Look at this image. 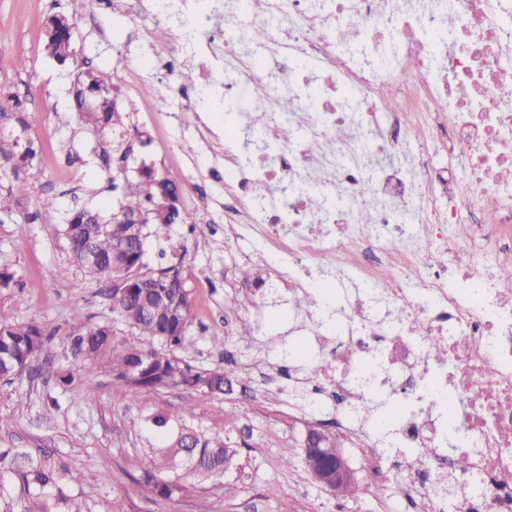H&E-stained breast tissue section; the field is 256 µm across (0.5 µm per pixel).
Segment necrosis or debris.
Instances as JSON below:
<instances>
[{"instance_id": "necrosis-or-debris-1", "label": "necrosis or debris", "mask_w": 512, "mask_h": 512, "mask_svg": "<svg viewBox=\"0 0 512 512\" xmlns=\"http://www.w3.org/2000/svg\"><path fill=\"white\" fill-rule=\"evenodd\" d=\"M265 14L255 28L245 0H225V27L209 37L225 91L259 109L264 145L242 156L226 129L224 164L208 175L224 183L225 225L259 226L271 263L288 267L271 277L293 297L338 263L352 269L346 309L314 335L319 359L302 384L311 414L333 406L337 434L369 449L377 480L388 455L369 402L386 392L401 412L398 445L427 457L398 470L406 512H512V294L499 289L512 280L500 261L512 252L501 180L512 167V0H265ZM355 41L369 53L355 57ZM282 95L298 107L289 125L264 109ZM411 140L404 165L366 184L361 156H397ZM433 142L469 169L466 185L432 165ZM270 182L287 191L269 208Z\"/></svg>"}]
</instances>
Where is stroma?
Wrapping results in <instances>:
<instances>
[{"instance_id":"obj_1","label":"stroma","mask_w":512,"mask_h":512,"mask_svg":"<svg viewBox=\"0 0 512 512\" xmlns=\"http://www.w3.org/2000/svg\"><path fill=\"white\" fill-rule=\"evenodd\" d=\"M59 13L75 22V56L66 64L44 50L42 21ZM151 13L131 11L126 0H112L107 13L94 10V0H0V88L31 100L27 128L14 120L0 122L4 133H24L39 148L41 180L29 193L0 211V268L16 272L21 287L0 289V312L19 323L37 322L53 337L54 366H71L62 342L71 329L74 309L92 322L111 323L116 336L128 326L112 312L107 293L112 283L81 271L71 260L62 226L68 211L86 206L110 213L120 200L112 187V171L99 159L101 135L85 125L70 106L69 92L84 63L97 67L118 62L119 103L131 121L151 138L137 147L138 164L158 169L179 189L180 206L193 226H181L177 240L186 251L180 267L190 293L194 346L185 352L193 366L213 369L225 356L237 362L238 388L225 395H206L180 387L135 393L116 390L107 367L74 368L76 379L64 391L41 380L21 377L0 381V448H18L53 468L66 496L82 512H393L395 483L368 488L362 454L351 445L343 453L361 488L358 496L327 492L308 474L300 451L306 421L291 384L260 375L258 364L290 366L296 373L313 369L304 347L314 326H303L307 310H333L344 294L335 281L321 290L289 300L285 291L263 301L239 305L245 288L224 286L236 267L252 266L258 277L268 268L259 258V229L237 227L224 234V185L207 170L224 162V123L213 107L194 110L170 87L173 76L148 71L145 61L165 49L154 35ZM25 69H17V59ZM55 209L41 210L45 197ZM250 329L241 337L242 329ZM72 367V366H71ZM189 407L190 426L208 435L230 438L239 451L238 465L223 478L188 482L173 498H154L137 484L149 464L152 433L145 418L155 411ZM294 449V462L283 466L284 449ZM80 481H71L72 473Z\"/></svg>"}]
</instances>
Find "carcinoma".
I'll return each instance as SVG.
<instances>
[{
	"mask_svg": "<svg viewBox=\"0 0 512 512\" xmlns=\"http://www.w3.org/2000/svg\"><path fill=\"white\" fill-rule=\"evenodd\" d=\"M74 23L66 16L52 15L45 23V51L60 63L73 56ZM72 104L85 124L106 136L103 154L123 149L130 133V115L115 103L118 89L107 69L87 68L78 76ZM28 111L16 95L0 92V117L10 112ZM34 142L25 144L0 136V208L13 198L23 197L38 182L41 170L33 163ZM123 208L149 209L147 229L163 260L156 269H146L143 257L127 248L130 226L99 214L75 210L66 217L63 235L70 256L82 271L95 278H121L136 273L135 283L112 296V311L128 325L130 333L114 341L109 323L91 324L81 310L72 315L73 330L67 335L71 356L83 365L105 364L117 388L149 392L167 387L217 395L230 393L237 373L233 369H205L191 366L178 354L191 346L188 330L192 321L189 291L184 287L179 267L169 257L178 250L174 226L186 224L189 215L179 208L178 189L161 179L153 168L128 180L123 188ZM154 296L152 312H141L142 295ZM51 338L35 322L17 323L0 313V378L10 380L29 370L37 360L50 361ZM187 408L176 414L157 411L147 422L163 431L151 445L149 468L140 483L156 498L169 499L185 488L189 479L205 482L222 477L234 466L237 451L220 436H208L186 425ZM19 471L26 485L44 493L57 490L44 503L42 512H81L58 489L57 473L22 452L0 448V472Z\"/></svg>",
	"mask_w": 512,
	"mask_h": 512,
	"instance_id": "carcinoma-1",
	"label": "carcinoma"
}]
</instances>
